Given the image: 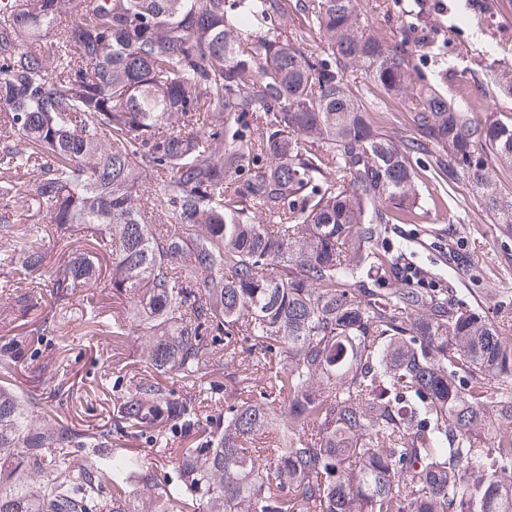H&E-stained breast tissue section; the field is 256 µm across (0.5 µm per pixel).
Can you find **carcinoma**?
<instances>
[{
    "label": "carcinoma",
    "mask_w": 512,
    "mask_h": 512,
    "mask_svg": "<svg viewBox=\"0 0 512 512\" xmlns=\"http://www.w3.org/2000/svg\"><path fill=\"white\" fill-rule=\"evenodd\" d=\"M358 2L0 0V266L43 267L12 205V175L38 167L49 224L96 226L127 305L112 333L138 340L106 431L0 386V512H512V312L414 288L382 248L423 208L418 152L512 227V114L482 119L418 80ZM357 74L407 103L408 138ZM492 85L512 97V67ZM100 275L84 253L52 271L37 332L56 335ZM21 352L0 346V369ZM216 370L220 430L159 380L201 395ZM167 424L197 446L161 478L116 447L145 435L161 459ZM353 89L357 88L359 94L367 100L370 111L376 112L384 126V130L392 137L401 138L410 135L407 126V108L401 101H381L373 96L371 86L363 76L357 75L352 82Z\"/></svg>",
    "instance_id": "cac0c4a2"
}]
</instances>
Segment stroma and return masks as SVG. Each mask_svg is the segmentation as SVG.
Returning <instances> with one entry per match:
<instances>
[{"instance_id": "35a3bbf8", "label": "stroma", "mask_w": 512, "mask_h": 512, "mask_svg": "<svg viewBox=\"0 0 512 512\" xmlns=\"http://www.w3.org/2000/svg\"><path fill=\"white\" fill-rule=\"evenodd\" d=\"M362 9L379 31L407 34L416 69L452 99L466 97L478 116L512 112L488 78L494 69L512 65V0H361ZM393 137L408 136L407 108L400 101L374 97L364 77L353 82ZM440 210L422 212L411 224L386 227L390 256L423 270L422 287L442 289L454 300L476 307L489 318L512 309V231L490 223L465 185L450 189ZM48 265L58 266L71 253L94 256L101 272L109 259L93 227L83 226L70 238L46 236L40 246ZM25 274L0 266V344L19 340L24 355L10 371L0 370V385L30 394L50 407L70 427L99 432L111 425L112 400L133 373L127 360L134 339L112 333L110 319L120 306L111 290L99 287L76 294L72 316L60 336L36 332L35 314L10 309L15 287ZM97 306L105 322L85 323L87 305Z\"/></svg>"}]
</instances>
